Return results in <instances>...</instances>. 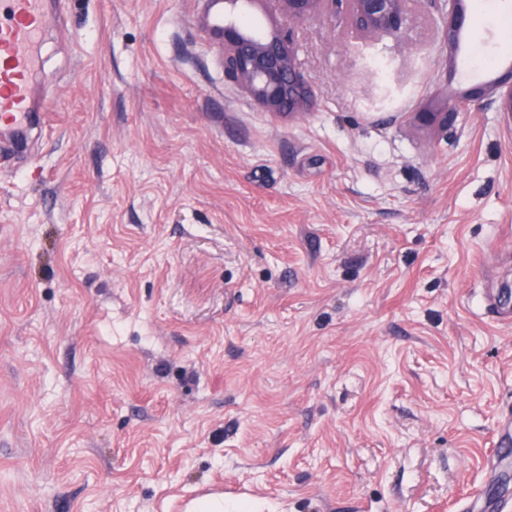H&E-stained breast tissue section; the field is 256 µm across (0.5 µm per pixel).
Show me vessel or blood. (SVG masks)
<instances>
[{
  "instance_id": "obj_1",
  "label": "vessel or blood",
  "mask_w": 512,
  "mask_h": 512,
  "mask_svg": "<svg viewBox=\"0 0 512 512\" xmlns=\"http://www.w3.org/2000/svg\"><path fill=\"white\" fill-rule=\"evenodd\" d=\"M50 22L45 0H0V138L22 145L33 127H44L47 117L41 110L30 78L40 61L34 47ZM201 29L215 45L224 43V0H206L199 19ZM487 314L496 322L512 321V290L501 289L488 299ZM512 456V404L502 406L499 437L494 459ZM470 512H512V497L499 494L469 502Z\"/></svg>"
}]
</instances>
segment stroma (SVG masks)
Returning <instances> with one entry per match:
<instances>
[{
  "mask_svg": "<svg viewBox=\"0 0 512 512\" xmlns=\"http://www.w3.org/2000/svg\"><path fill=\"white\" fill-rule=\"evenodd\" d=\"M203 0H55L47 131L0 156V512H461L511 492L512 118L411 115L512 67V0L446 73L406 35L252 0L291 34L308 110H265ZM223 483L220 495L209 488ZM486 313L498 323H508L512 320V291L503 288L488 298ZM512 446V404L509 402L502 406L499 420V437L496 443V449L493 453L491 462L494 460L506 459L510 456V447Z\"/></svg>",
  "mask_w": 512,
  "mask_h": 512,
  "instance_id": "35a3bbf8",
  "label": "stroma"
}]
</instances>
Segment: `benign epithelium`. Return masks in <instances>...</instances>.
Listing matches in <instances>:
<instances>
[{"instance_id": "benign-epithelium-1", "label": "benign epithelium", "mask_w": 512, "mask_h": 512, "mask_svg": "<svg viewBox=\"0 0 512 512\" xmlns=\"http://www.w3.org/2000/svg\"><path fill=\"white\" fill-rule=\"evenodd\" d=\"M254 0H224V71L270 112H296L310 105L311 86L300 73L291 40L273 32L258 40L239 22L246 3ZM288 15L296 19L315 17L323 12L351 10L355 26L367 33L404 34L408 25L407 0H280ZM439 36L446 48L447 64L454 54L448 49L454 32L463 28L467 15L462 0H428ZM495 96L500 110L512 115V68L489 83L474 84L433 110L418 112L415 118L440 132H448L459 109L453 103L481 102Z\"/></svg>"}]
</instances>
